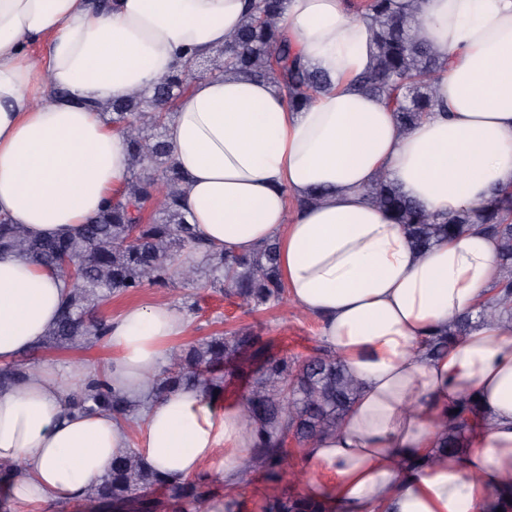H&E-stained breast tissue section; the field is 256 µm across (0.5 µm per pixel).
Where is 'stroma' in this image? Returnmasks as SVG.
<instances>
[{
  "instance_id": "stroma-1",
  "label": "stroma",
  "mask_w": 512,
  "mask_h": 512,
  "mask_svg": "<svg viewBox=\"0 0 512 512\" xmlns=\"http://www.w3.org/2000/svg\"><path fill=\"white\" fill-rule=\"evenodd\" d=\"M162 299L183 312L188 321V333L176 340L186 346L205 337L223 333L241 326L253 327L263 340L271 343L274 352L291 355H308L325 340L321 335L319 318L300 312L292 303L279 309L258 312L247 311L238 300L225 297L209 270H202L201 277L189 293H182L175 285L149 286L130 295L113 297L100 306L98 312L107 319L114 318L129 304H149ZM288 474H281L271 482L262 475H254L239 484L235 492L237 512H264L267 495L272 489L287 488Z\"/></svg>"
}]
</instances>
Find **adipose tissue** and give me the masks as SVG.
<instances>
[{
	"label": "adipose tissue",
	"mask_w": 512,
	"mask_h": 512,
	"mask_svg": "<svg viewBox=\"0 0 512 512\" xmlns=\"http://www.w3.org/2000/svg\"><path fill=\"white\" fill-rule=\"evenodd\" d=\"M420 17L445 63L444 111L400 128L363 91L373 32L347 0H288L284 32L326 72L301 111L274 83L230 70L197 77L165 126L182 175L183 210L212 254L272 240L295 305L361 383L339 431L306 450L329 474L341 512H478L512 483V321L492 317L424 358L421 341L487 299L497 242L465 232L418 252L365 189L383 176L427 213L476 212L512 187V0H423ZM244 0H0V217L34 236L67 237L125 191V135L104 112L191 59L223 47L244 23ZM44 46L41 54L31 45ZM315 205H306L309 195ZM65 284L50 270L0 255V366L40 344ZM188 322L171 304H132L112 322L108 379L145 403L137 440L107 413L67 409L96 374L81 362L0 387V475L12 500L85 496L129 444L171 481L215 465L235 489L256 439L238 405L201 388L152 396ZM477 393L469 445L438 453L450 408ZM433 454L421 472L404 467Z\"/></svg>",
	"instance_id": "adipose-tissue-1"
}]
</instances>
